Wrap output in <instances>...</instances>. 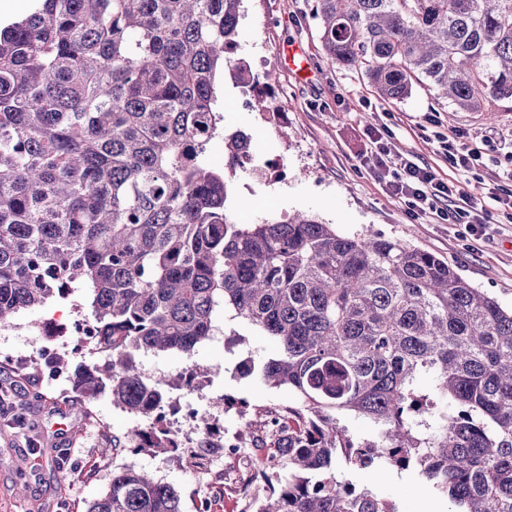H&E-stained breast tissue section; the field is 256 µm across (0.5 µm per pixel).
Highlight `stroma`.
<instances>
[{"label":"stroma","mask_w":512,"mask_h":512,"mask_svg":"<svg viewBox=\"0 0 512 512\" xmlns=\"http://www.w3.org/2000/svg\"><path fill=\"white\" fill-rule=\"evenodd\" d=\"M236 55L256 73L274 70L277 83L267 113L252 111L247 97L232 79L219 95L226 134L243 129L253 133V148L264 159L279 161L285 177L255 178L239 172L232 179L231 207L239 223L250 224L267 214L309 211L338 232L379 235L399 240L448 261L463 278L512 307V224L490 225L473 236L462 224H435L411 217L403 201L389 197L359 153L370 128H386L398 151L431 165L465 195L482 200L492 190L512 192V181L501 178L499 152L486 149L483 164L471 173L453 169L435 154L434 132H467L470 143L512 140V108L495 112H451L427 87L390 104L381 100L362 71L331 62L321 33L310 14L309 0H243ZM298 45L309 70L301 73L282 60L288 45ZM82 292L65 300L20 312L13 325L0 329V384L11 389L8 404L25 405L27 423L16 427L9 411L0 414V512H84L102 496L113 464L134 463L174 485L182 496L183 512H196L208 495V478L187 457L170 454L119 453L102 457L109 440L147 427L145 419L116 408L103 394L88 404L86 416L74 417L75 392L60 395L45 381L46 357H65L69 364L102 362L90 347H77L67 329L79 319ZM268 337L246 325L230 322L222 339L199 347L193 358L173 352L146 353L139 362L150 376H178L196 366L194 387L174 384L169 397L183 413L198 421L217 420L225 440L238 444L240 454L225 455L224 493L213 512H253L269 493L250 482L265 464L264 442L270 441L268 421L275 411L296 404L291 388L266 385L259 369L276 355ZM254 369L244 372L242 360ZM25 470H18V463ZM358 486L394 502L398 512H418L431 487L416 471L399 472L373 466L349 472ZM27 490L18 493V480Z\"/></svg>","instance_id":"stroma-1"}]
</instances>
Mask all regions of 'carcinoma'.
I'll return each instance as SVG.
<instances>
[{
  "label": "carcinoma",
  "mask_w": 512,
  "mask_h": 512,
  "mask_svg": "<svg viewBox=\"0 0 512 512\" xmlns=\"http://www.w3.org/2000/svg\"><path fill=\"white\" fill-rule=\"evenodd\" d=\"M243 0H37L0 28V329L24 311L85 290L105 363L70 375L153 420L134 453L182 443L158 413L163 375L140 352L192 357L224 321L278 347L264 382L296 405L271 418L283 471L255 512H397L336 471L414 469L454 512H512V309L445 260L397 240L336 231L312 213L236 221L225 172L252 135L224 137V68ZM328 59L362 69L378 96L424 85L456 112L512 101V0H311ZM430 381L428 389L420 381ZM368 420L356 440L341 418ZM224 447L216 435L187 450ZM85 512H182L180 491L134 466L112 469Z\"/></svg>",
  "instance_id": "1"
}]
</instances>
